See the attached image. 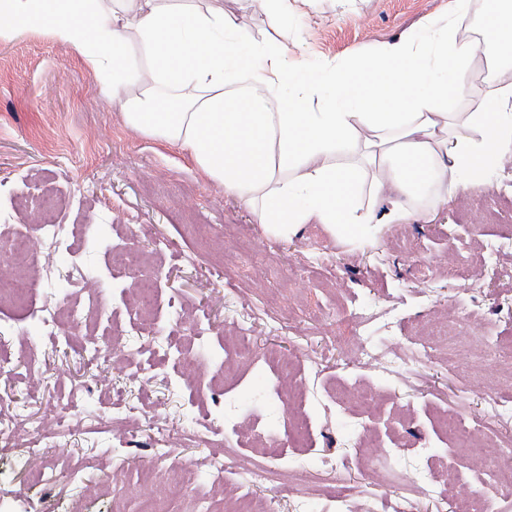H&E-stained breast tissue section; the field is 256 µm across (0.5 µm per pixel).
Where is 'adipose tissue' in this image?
Instances as JSON below:
<instances>
[{"label": "adipose tissue", "instance_id": "obj_1", "mask_svg": "<svg viewBox=\"0 0 512 512\" xmlns=\"http://www.w3.org/2000/svg\"><path fill=\"white\" fill-rule=\"evenodd\" d=\"M36 24L110 73L102 92L131 130L187 154L277 238L319 224L365 239L379 220L360 189L400 193L421 219L512 157V0H454L372 62L312 76L273 45L242 51L240 15L204 0H0L1 39ZM131 47L149 61L137 76ZM371 68L387 83L362 88Z\"/></svg>", "mask_w": 512, "mask_h": 512}]
</instances>
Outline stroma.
<instances>
[{"instance_id":"35a3bbf8","label":"stroma","mask_w":512,"mask_h":512,"mask_svg":"<svg viewBox=\"0 0 512 512\" xmlns=\"http://www.w3.org/2000/svg\"><path fill=\"white\" fill-rule=\"evenodd\" d=\"M451 3L355 0L345 9L300 0L281 23L252 13L246 34L313 65L368 61L447 15ZM101 83L38 30L0 39V216L34 225L36 214L13 212V202L51 194L62 202L60 223L87 231L30 257L40 285L29 310L0 306L13 327L0 345V397L38 421L45 402L76 386L80 411L112 421L110 434H65L45 449L59 466L93 459L64 487L33 482L26 449L0 447V512H138L145 467L157 480L167 475L157 430L206 419L244 439L276 432L280 453L171 441L180 476L174 512L224 510L244 487L273 512H335L339 482L351 512H382L400 499L411 512H452L438 481L447 469L499 507L496 463L455 451L440 418L451 411L483 439L512 441V413L484 400L493 389L512 395V377L485 362L488 348L512 341V165L493 169L489 188L457 194L425 220L381 226L361 243L316 224L277 239L179 152L129 129ZM121 249L142 252L141 271L113 266ZM76 264L84 275L73 280ZM145 271L157 276L156 305L142 328L128 304ZM65 299L86 314L63 329L81 341L122 342L109 363L89 367L72 347L54 353L40 314ZM198 322L207 333L196 338ZM436 328L453 345L438 344L431 362L411 366V349ZM136 332L149 347H127ZM241 332L252 351L226 359L225 343ZM367 344L378 349L368 360L358 355ZM280 360L287 384L305 391V443L289 435L285 406L271 392ZM190 362L215 382L182 385ZM346 386L373 394L365 415L341 403ZM218 458L228 470L216 484L207 474Z\"/></svg>"}]
</instances>
